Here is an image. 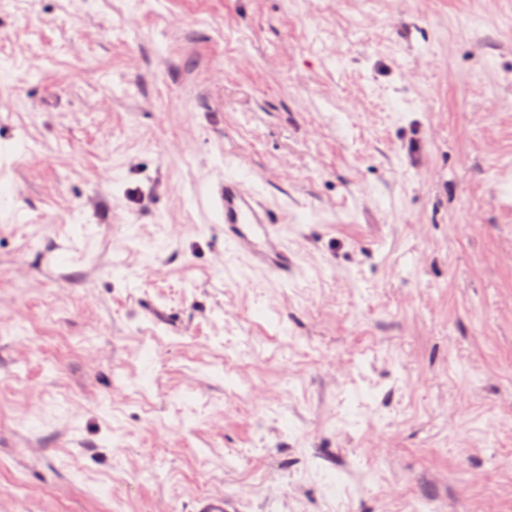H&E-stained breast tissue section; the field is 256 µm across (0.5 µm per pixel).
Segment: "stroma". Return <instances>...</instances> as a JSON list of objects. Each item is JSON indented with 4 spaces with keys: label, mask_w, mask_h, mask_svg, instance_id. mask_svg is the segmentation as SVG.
<instances>
[{
    "label": "stroma",
    "mask_w": 512,
    "mask_h": 512,
    "mask_svg": "<svg viewBox=\"0 0 512 512\" xmlns=\"http://www.w3.org/2000/svg\"><path fill=\"white\" fill-rule=\"evenodd\" d=\"M212 493L512 512V0H0V512ZM210 201L223 215L225 245H231L251 266L288 279L294 262L281 233L280 212L260 192L245 189L236 175L225 176L212 188Z\"/></svg>",
    "instance_id": "1"
}]
</instances>
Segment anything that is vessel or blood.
Wrapping results in <instances>:
<instances>
[{
	"mask_svg": "<svg viewBox=\"0 0 512 512\" xmlns=\"http://www.w3.org/2000/svg\"><path fill=\"white\" fill-rule=\"evenodd\" d=\"M213 207L223 216L224 241L251 266L287 278L293 260L281 233L280 212L260 192L245 189L240 177L229 175L210 192ZM191 512H234L221 494L196 498Z\"/></svg>",
	"mask_w": 512,
	"mask_h": 512,
	"instance_id": "b4317fda",
	"label": "vessel or blood"
}]
</instances>
